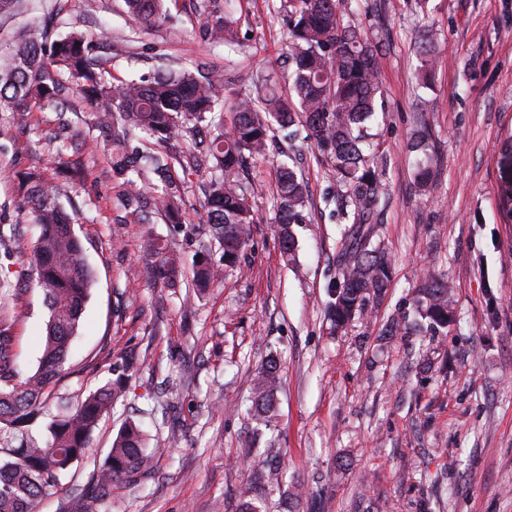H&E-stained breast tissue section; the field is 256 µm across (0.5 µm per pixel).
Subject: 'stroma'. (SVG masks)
<instances>
[{
    "instance_id": "stroma-1",
    "label": "stroma",
    "mask_w": 512,
    "mask_h": 512,
    "mask_svg": "<svg viewBox=\"0 0 512 512\" xmlns=\"http://www.w3.org/2000/svg\"><path fill=\"white\" fill-rule=\"evenodd\" d=\"M57 34L82 31L104 69L132 79L171 61H196L242 85L286 84L287 27L264 0L237 6V40L204 42L198 0H168L147 26L123 0H60ZM354 20L378 45L382 109L373 127L389 170L376 237L393 265L372 318L330 330L324 319L346 224L330 198L336 183L312 140L297 166L312 221L295 227V263L283 258L268 199L257 200L240 262L205 295L186 301L153 283L142 257L154 238L184 266L205 241L190 175L185 223L116 224L118 186L89 105L70 129L81 180H60L63 204L93 272L90 298L58 393L79 397L111 377L113 361L140 359L130 392L96 430L73 484L40 512H238L251 487L264 512H512V224L499 206L512 178V0H358ZM433 39L434 83L420 84L419 46ZM54 114L0 113V224H20L31 251L39 230L20 210L22 173L46 170L58 148ZM431 134L433 188L415 183L409 140ZM455 292L444 336L408 326L427 269ZM18 370L34 372L46 311L31 288L0 305ZM398 322L386 334L389 322ZM276 354L281 388L269 426L250 412L253 379ZM135 421L156 455L152 477L111 500L77 496L119 428ZM179 441L170 444V432Z\"/></svg>"
}]
</instances>
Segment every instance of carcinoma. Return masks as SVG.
I'll return each mask as SVG.
<instances>
[{"mask_svg": "<svg viewBox=\"0 0 512 512\" xmlns=\"http://www.w3.org/2000/svg\"><path fill=\"white\" fill-rule=\"evenodd\" d=\"M124 2L128 13L146 24L166 18L165 0ZM267 8L288 17L284 91L264 79L243 92L235 88V80L199 65L116 81L101 69L85 34L72 30L56 37L46 26L36 39L21 33L13 45L0 46V111L19 115L49 109L56 115L57 136L64 137L75 99L94 108L91 126L104 134L107 163L119 186L121 213L113 218L115 224H145L154 215L168 223L184 222L181 176L193 168L207 169L203 207L209 242L195 257L192 278L162 240L145 255L154 283L174 289L189 282L197 296L223 268L237 265L248 244L261 188L243 176L247 166L266 158L274 127L301 126L336 180V207L349 223L345 246L336 255L338 281L325 307L327 319L339 328L369 316L392 277L391 260L373 241L387 168L371 133L382 98L380 54L350 20L352 9L345 0H280ZM200 9L206 15L205 39L231 41L234 19L221 13L217 0H200ZM139 132L161 150L134 145ZM50 166L62 176L77 173L75 161L61 150ZM17 189L39 235L29 262L0 264V302L36 287L43 293L47 319L39 365L28 375L15 368L13 336L0 324V512H35L42 498L74 478L100 420L127 397L125 372L135 358L120 357L112 366L117 379L75 404L61 402L56 413H49L50 388L62 378L78 335L92 274L74 230L75 213L60 202L57 185L43 174L27 173ZM307 202L302 177L289 164H279L272 203L280 249L290 262L298 247L293 226L310 222ZM19 232L17 224H0V251L12 255ZM415 294L416 312L428 328H448L454 308L445 275H424ZM277 391L278 361L272 356L252 389L258 423L271 422ZM153 473L154 455L146 448L143 431L129 421L95 466L86 495L93 501L110 500L112 489L140 486Z\"/></svg>", "mask_w": 512, "mask_h": 512, "instance_id": "carcinoma-1", "label": "carcinoma"}]
</instances>
